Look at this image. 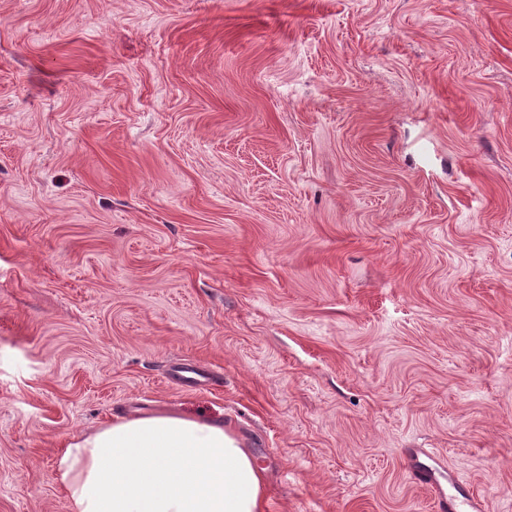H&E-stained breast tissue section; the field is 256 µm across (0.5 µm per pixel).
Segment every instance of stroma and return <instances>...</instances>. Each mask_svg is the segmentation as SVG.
Segmentation results:
<instances>
[{
    "mask_svg": "<svg viewBox=\"0 0 512 512\" xmlns=\"http://www.w3.org/2000/svg\"><path fill=\"white\" fill-rule=\"evenodd\" d=\"M155 409L262 512H512V0H0V512Z\"/></svg>",
    "mask_w": 512,
    "mask_h": 512,
    "instance_id": "obj_1",
    "label": "stroma"
}]
</instances>
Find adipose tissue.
Returning a JSON list of instances; mask_svg holds the SVG:
<instances>
[{
	"mask_svg": "<svg viewBox=\"0 0 512 512\" xmlns=\"http://www.w3.org/2000/svg\"><path fill=\"white\" fill-rule=\"evenodd\" d=\"M68 512H260L264 471L222 421L166 410L108 420L68 442Z\"/></svg>",
	"mask_w": 512,
	"mask_h": 512,
	"instance_id": "1",
	"label": "adipose tissue"
}]
</instances>
